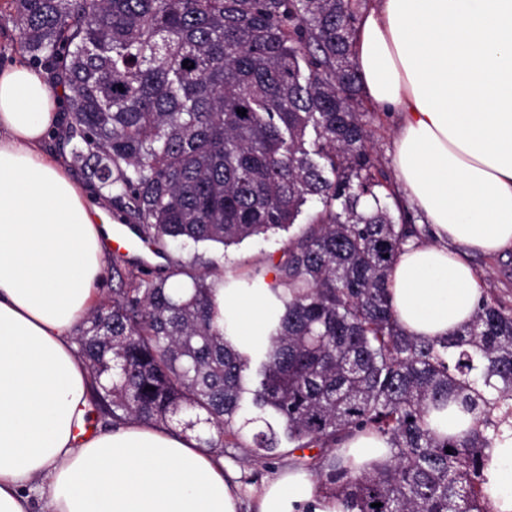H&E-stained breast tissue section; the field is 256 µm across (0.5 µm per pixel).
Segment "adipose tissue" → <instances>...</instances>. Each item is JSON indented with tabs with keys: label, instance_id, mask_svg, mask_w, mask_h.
Returning <instances> with one entry per match:
<instances>
[{
	"label": "adipose tissue",
	"instance_id": "obj_1",
	"mask_svg": "<svg viewBox=\"0 0 512 512\" xmlns=\"http://www.w3.org/2000/svg\"><path fill=\"white\" fill-rule=\"evenodd\" d=\"M351 52L364 98L397 118L398 189L427 229L391 270L392 306L413 335H454L482 296L471 255L512 252V0H371ZM61 119L40 71L0 67V512H242L234 473L193 435L85 427L91 377L74 332L112 216L45 151ZM215 297L233 336L264 341L277 304L267 276ZM483 477L491 512H512V431ZM255 512L341 507L291 471Z\"/></svg>",
	"mask_w": 512,
	"mask_h": 512
}]
</instances>
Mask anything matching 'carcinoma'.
<instances>
[{"instance_id":"obj_1","label":"carcinoma","mask_w":512,"mask_h":512,"mask_svg":"<svg viewBox=\"0 0 512 512\" xmlns=\"http://www.w3.org/2000/svg\"><path fill=\"white\" fill-rule=\"evenodd\" d=\"M357 2L5 0L20 48L64 92L58 142L157 253L275 234L319 203L271 262L280 311L265 345L240 351L212 293L261 271L177 260L127 280L115 260L78 354L115 427L186 411L213 453L271 463L318 448L300 464L343 512H491L481 472L512 419V307L484 299L436 339L400 325L389 274L422 230L378 179L356 110ZM451 398L476 422L463 437L428 422ZM360 432L388 458L355 474L340 450Z\"/></svg>"}]
</instances>
